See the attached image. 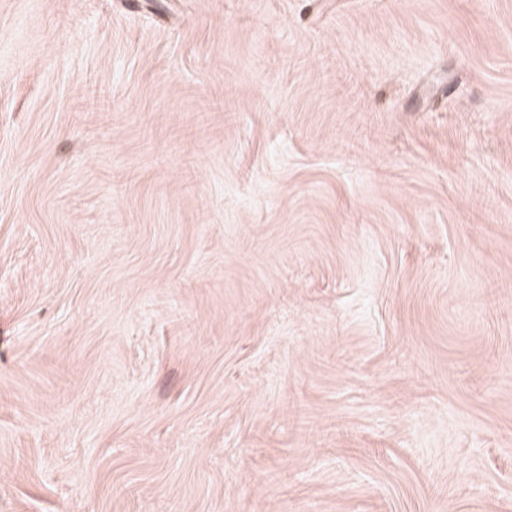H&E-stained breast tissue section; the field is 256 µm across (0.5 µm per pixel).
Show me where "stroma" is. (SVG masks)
I'll use <instances>...</instances> for the list:
<instances>
[{
	"instance_id": "1",
	"label": "stroma",
	"mask_w": 512,
	"mask_h": 512,
	"mask_svg": "<svg viewBox=\"0 0 512 512\" xmlns=\"http://www.w3.org/2000/svg\"><path fill=\"white\" fill-rule=\"evenodd\" d=\"M0 512H512V0H0Z\"/></svg>"
}]
</instances>
